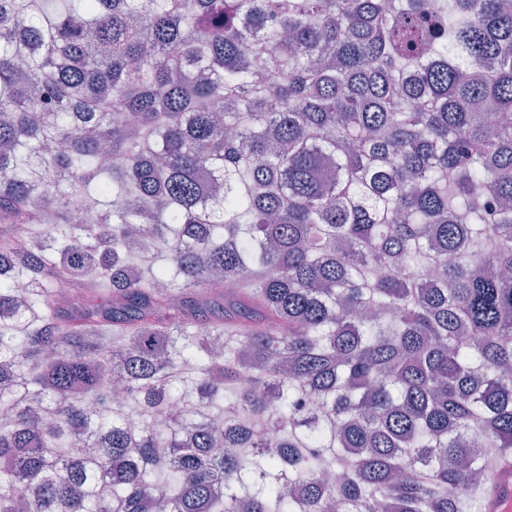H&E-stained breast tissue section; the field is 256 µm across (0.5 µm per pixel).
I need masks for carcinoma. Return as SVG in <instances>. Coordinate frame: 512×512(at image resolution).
Returning a JSON list of instances; mask_svg holds the SVG:
<instances>
[{
  "label": "carcinoma",
  "instance_id": "carcinoma-1",
  "mask_svg": "<svg viewBox=\"0 0 512 512\" xmlns=\"http://www.w3.org/2000/svg\"><path fill=\"white\" fill-rule=\"evenodd\" d=\"M503 463L512 0H0V512H482Z\"/></svg>",
  "mask_w": 512,
  "mask_h": 512
}]
</instances>
